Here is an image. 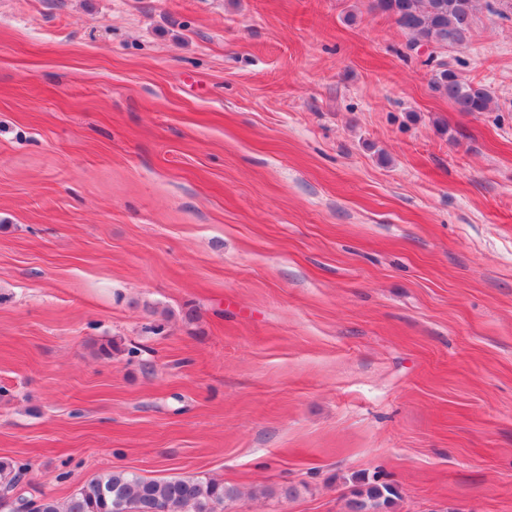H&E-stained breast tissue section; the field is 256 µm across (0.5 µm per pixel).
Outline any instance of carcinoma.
<instances>
[{"instance_id": "1", "label": "carcinoma", "mask_w": 512, "mask_h": 512, "mask_svg": "<svg viewBox=\"0 0 512 512\" xmlns=\"http://www.w3.org/2000/svg\"><path fill=\"white\" fill-rule=\"evenodd\" d=\"M479 0H371L409 36L407 49L463 47L469 40ZM435 88L459 112H488L492 95L482 85L460 78L447 65L434 75ZM27 465L0 459V512H224L234 490L224 483L200 478L154 480L123 468L99 474L64 500L53 496L15 495ZM396 492L387 484L370 483L348 502L349 512H382Z\"/></svg>"}]
</instances>
